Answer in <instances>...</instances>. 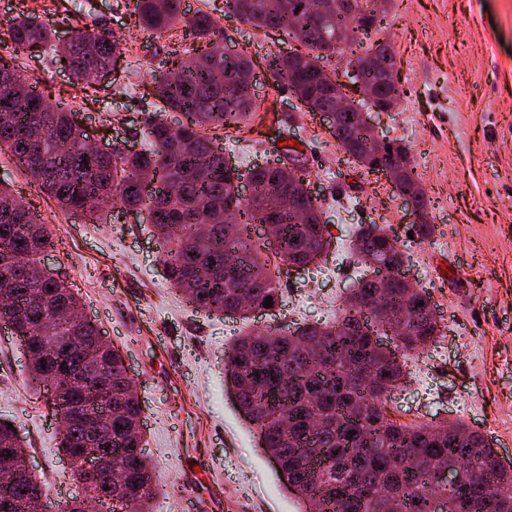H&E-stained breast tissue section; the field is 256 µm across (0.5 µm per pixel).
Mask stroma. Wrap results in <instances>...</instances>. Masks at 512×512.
<instances>
[{
	"mask_svg": "<svg viewBox=\"0 0 512 512\" xmlns=\"http://www.w3.org/2000/svg\"><path fill=\"white\" fill-rule=\"evenodd\" d=\"M85 3L91 21L125 48L111 85L86 97L46 58H23L22 73L102 142L141 143L157 106L146 87L168 52L192 42L179 27L162 36L139 29L133 0ZM182 7L216 16L225 43L245 51L259 75L252 117L207 136L243 171L280 157L282 142H299L328 226L326 260L282 278L272 312L245 322L196 309L172 293L165 249L144 214L111 211L91 222L62 210L0 155V186L22 196L51 232L41 264L67 278L136 384L158 487L152 512H182L187 494L201 512H299L235 402L224 359L245 328L289 331L334 319L360 273L348 259V230L359 224L396 233L408 273L429 291L444 326L427 354L408 358L409 381L388 403L389 415L404 424L463 421L512 461V0H393L363 39L394 48L404 94L375 123L411 154L434 226L425 241L409 238L414 216L386 178L356 167L319 115L270 85L264 58L291 50L284 32L223 15L224 0H182ZM49 397L31 383L20 341L0 326V420L17 429L33 475L51 489L69 473Z\"/></svg>",
	"mask_w": 512,
	"mask_h": 512,
	"instance_id": "35a3bbf8",
	"label": "stroma"
}]
</instances>
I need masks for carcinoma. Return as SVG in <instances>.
<instances>
[{
  "label": "carcinoma",
  "instance_id": "obj_1",
  "mask_svg": "<svg viewBox=\"0 0 512 512\" xmlns=\"http://www.w3.org/2000/svg\"><path fill=\"white\" fill-rule=\"evenodd\" d=\"M308 0H225L224 13L238 16L257 29H280L298 41L301 56L314 62L326 60L325 52L343 53L345 47L329 43L336 25L356 18L353 4L359 0H331L330 18L311 14ZM133 15L139 28L162 34L176 25L194 39V56L185 59L174 52L165 69L154 75L151 91L160 103L142 132L145 148L130 153L114 143L99 156L87 153L84 131L73 113L61 107L44 111L45 97L20 75L19 54H41L71 74L72 83L89 88L107 79L122 56L114 35L94 25L74 30L72 38L57 41L55 27L36 14L9 21L6 35L13 52L0 55V149L10 152L25 171L42 169L41 189L61 208L84 211L96 219L100 210L89 198L114 196L130 211L139 210L149 196L146 215L157 236L168 243L164 274L188 303L205 312L248 319L241 306L248 297L261 306L267 297L278 300L277 280L264 277L271 259L265 244L246 235L228 236L224 204L232 199L234 182H251L255 196L237 202L240 218L263 223L260 201L282 191H293L294 206L279 213L274 231L280 261L303 263L309 252L330 245L322 213L312 210L300 183L288 181L268 168L251 167L245 173L231 168L224 152L206 136L208 128L232 127L250 116L253 99L239 81L249 60L241 52H224L223 35L212 14L192 16L181 0H134ZM376 54L395 61L387 44L379 41L354 59L359 66ZM270 80L276 87L290 86L297 102L307 111L332 108L336 85L326 76L311 74L288 61L281 52L265 56ZM378 95L393 102L400 91L366 74ZM184 116L177 128L165 113ZM342 116L338 146L356 150L359 136ZM406 192L412 197L416 235L426 240L433 234L424 190L420 187L407 147L400 144L386 158ZM151 175L154 185L140 184ZM181 225L179 235L172 226ZM352 256L357 265L368 258L389 263L408 261L399 238L377 224H360L352 233ZM49 229L40 215L11 191L0 187V291L13 298L12 307L0 310L23 328L34 329L27 346L31 380L46 378L60 364L70 366L91 381L81 400L91 392L112 402V427L99 429V447L112 449L107 471L99 475L89 492L100 499L111 496L109 487L122 480L133 490L131 512H150L152 468L146 462L140 402L130 390V379L120 350L97 346L101 331L90 320L71 321L63 310L78 302L63 279L51 284L34 274L36 257L50 244ZM237 255L238 263L224 269V252ZM53 290H48V286ZM378 291L375 276L360 274L341 306L336 321L315 322L286 333L260 330L239 337L227 352L224 371L244 417L259 432L264 452L282 463L288 483L308 512L310 489L322 496L325 512H391L400 502L405 512H434L433 503L461 501L474 512H512V473L498 467V455L485 437L464 422L422 426L387 418L391 394L404 385L405 357L425 353L441 335L437 306L421 288L408 294L394 282L386 288L393 305L406 306L410 318L400 328L394 348L381 347L385 335L382 320L368 305ZM424 305H419V302ZM105 374L98 373V369ZM14 429L0 424V461L16 457L10 440ZM85 425L73 422L62 434L67 457L80 447ZM438 466L461 472V480L448 488L435 483ZM37 481L21 475L0 484V499L9 497L24 507Z\"/></svg>",
  "mask_w": 512,
  "mask_h": 512
}]
</instances>
